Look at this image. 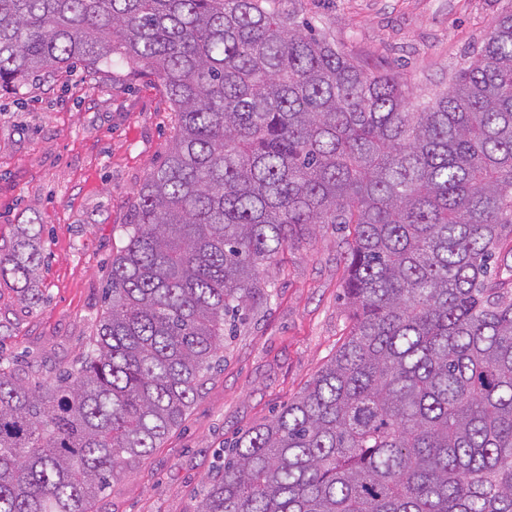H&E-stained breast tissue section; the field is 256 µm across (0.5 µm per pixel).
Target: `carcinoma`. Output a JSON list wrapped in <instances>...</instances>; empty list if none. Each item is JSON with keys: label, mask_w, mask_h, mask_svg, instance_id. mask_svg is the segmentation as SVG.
<instances>
[{"label": "carcinoma", "mask_w": 512, "mask_h": 512, "mask_svg": "<svg viewBox=\"0 0 512 512\" xmlns=\"http://www.w3.org/2000/svg\"><path fill=\"white\" fill-rule=\"evenodd\" d=\"M114 57L157 78L175 135L88 352L38 388L0 363V512H93L182 423L267 268L328 224L349 231V334L195 512H512V7L421 108L306 0H0V92ZM42 233L0 246L25 307Z\"/></svg>", "instance_id": "1"}]
</instances>
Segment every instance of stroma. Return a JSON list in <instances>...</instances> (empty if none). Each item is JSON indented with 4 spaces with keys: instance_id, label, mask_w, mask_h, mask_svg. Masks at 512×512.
Here are the masks:
<instances>
[{
    "instance_id": "1",
    "label": "stroma",
    "mask_w": 512,
    "mask_h": 512,
    "mask_svg": "<svg viewBox=\"0 0 512 512\" xmlns=\"http://www.w3.org/2000/svg\"><path fill=\"white\" fill-rule=\"evenodd\" d=\"M507 0H312L310 9L373 72H399L429 99L487 40ZM75 66L0 93V244L44 227L43 295L23 307L0 288V362L49 384L85 350L139 185L162 160L173 116L156 78ZM343 235L272 264L266 304L226 337L182 426L114 480L94 512H194L225 444L266 422L317 374L346 334Z\"/></svg>"
}]
</instances>
